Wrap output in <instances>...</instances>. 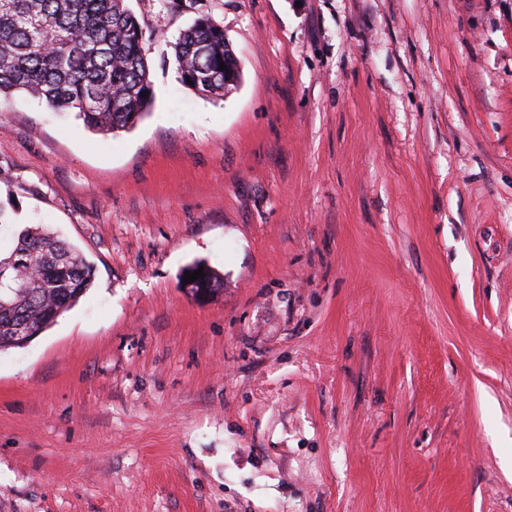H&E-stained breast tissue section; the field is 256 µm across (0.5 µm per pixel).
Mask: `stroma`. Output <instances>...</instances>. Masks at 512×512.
I'll return each mask as SVG.
<instances>
[{
  "mask_svg": "<svg viewBox=\"0 0 512 512\" xmlns=\"http://www.w3.org/2000/svg\"><path fill=\"white\" fill-rule=\"evenodd\" d=\"M128 5L134 129L0 112V251L95 269L0 352V512H512V0ZM173 50L181 81L202 94L224 96L225 90L239 82L238 61L227 44L224 29L209 17L200 16L184 29ZM220 63H225L226 70H219Z\"/></svg>",
  "mask_w": 512,
  "mask_h": 512,
  "instance_id": "35a3bbf8",
  "label": "stroma"
}]
</instances>
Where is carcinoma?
Wrapping results in <instances>:
<instances>
[{"label": "carcinoma", "instance_id": "1", "mask_svg": "<svg viewBox=\"0 0 512 512\" xmlns=\"http://www.w3.org/2000/svg\"><path fill=\"white\" fill-rule=\"evenodd\" d=\"M182 82L224 95L240 70L224 29L200 16L173 43ZM226 69H220V64ZM148 97H142V93ZM26 93L98 133L134 127L154 102L144 33L127 0H0V107ZM0 351L41 335L93 282L90 263L43 224L22 229L0 267Z\"/></svg>", "mask_w": 512, "mask_h": 512}]
</instances>
